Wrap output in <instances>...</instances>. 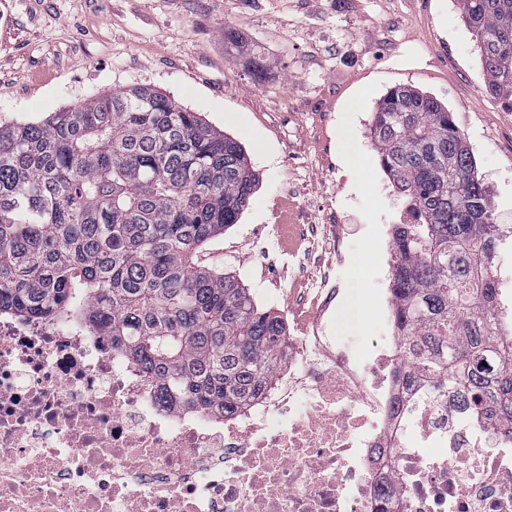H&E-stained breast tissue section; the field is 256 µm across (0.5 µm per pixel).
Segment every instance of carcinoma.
<instances>
[{"label": "carcinoma", "instance_id": "1", "mask_svg": "<svg viewBox=\"0 0 512 512\" xmlns=\"http://www.w3.org/2000/svg\"><path fill=\"white\" fill-rule=\"evenodd\" d=\"M486 86L512 103V0H458ZM371 135L410 224L393 225L391 294L407 359L476 423L512 426V359L491 315L499 235L452 113L416 89L379 101ZM241 145L148 88L0 126V311L85 319L160 401L231 417L273 386L286 326L237 280L195 262L256 187Z\"/></svg>", "mask_w": 512, "mask_h": 512}]
</instances>
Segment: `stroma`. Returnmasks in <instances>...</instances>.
<instances>
[{
	"instance_id": "stroma-1",
	"label": "stroma",
	"mask_w": 512,
	"mask_h": 512,
	"mask_svg": "<svg viewBox=\"0 0 512 512\" xmlns=\"http://www.w3.org/2000/svg\"><path fill=\"white\" fill-rule=\"evenodd\" d=\"M0 13V126L150 88L241 144L258 184L198 261L278 312L289 345L330 291L342 343L372 355L392 333V226L405 200L370 127L398 86L448 107L469 144L512 300V111L486 87L457 0H0Z\"/></svg>"
}]
</instances>
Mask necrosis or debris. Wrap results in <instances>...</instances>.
<instances>
[{
  "label": "necrosis or debris",
  "mask_w": 512,
  "mask_h": 512,
  "mask_svg": "<svg viewBox=\"0 0 512 512\" xmlns=\"http://www.w3.org/2000/svg\"><path fill=\"white\" fill-rule=\"evenodd\" d=\"M299 360L223 421L162 404L81 317L0 312V512H512V440L405 386L401 348L368 362L322 322Z\"/></svg>",
  "instance_id": "necrosis-or-debris-1"
}]
</instances>
